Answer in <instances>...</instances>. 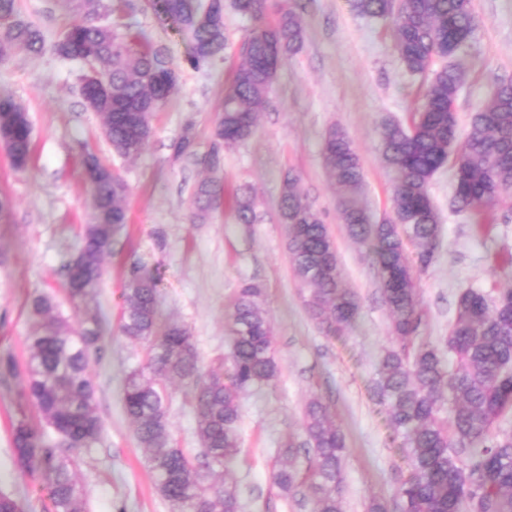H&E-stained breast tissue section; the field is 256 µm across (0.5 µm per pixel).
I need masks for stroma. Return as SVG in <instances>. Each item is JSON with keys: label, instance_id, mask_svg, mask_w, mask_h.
Masks as SVG:
<instances>
[{"label": "stroma", "instance_id": "35a3bbf8", "mask_svg": "<svg viewBox=\"0 0 512 512\" xmlns=\"http://www.w3.org/2000/svg\"><path fill=\"white\" fill-rule=\"evenodd\" d=\"M108 2L114 10L107 22L141 31L165 50L180 75L177 91L155 112L153 137L139 156L113 154L101 134L102 117L87 108L80 92L84 64L55 53L54 43L74 20L61 0H17L20 18L42 31L46 46L37 55L17 51L0 59V95L26 108L33 139L22 172L0 147V196L10 203L0 218V356L8 353L25 363L34 295H53L58 314L73 315L63 290L64 266L92 214L82 148L118 171L128 187L129 222L105 259L99 288L107 318L104 353L90 370L105 427L77 471L87 512H171L122 404L125 376L143 362L141 347L117 331L124 284L137 264L159 276L161 314L190 330L205 368L230 350L224 311L237 290L246 283L262 290L281 374L275 384L242 396L241 453L229 472L242 512H311L302 497L279 493L271 469L278 448L290 438L296 465L305 467L303 412L314 395L335 413L346 435V512H366L373 499L393 507L406 466L373 389L379 356L391 341L388 312L368 247L351 239L342 223V193L327 176L321 148L328 128L346 132L360 156L369 210L382 217L389 210L391 176L381 160L378 132L386 123L407 121L422 98L423 80L403 69L390 25L360 15L352 0H295L304 24L302 46L281 67L254 135L225 150L215 175L227 191L252 189L258 220L236 223L220 203L206 221L194 224L192 194L212 175L176 157L175 146L189 134L198 154L208 151L224 87L251 24L226 0L227 47L195 69L187 62L191 44L178 26L161 24L149 9L128 11L124 0ZM472 5L474 34L453 58L465 72L455 102L462 131L497 82L512 79V0H472ZM289 170L299 175L303 193L321 212L336 243L343 284L360 304L355 323L341 338L324 336L310 320L290 264L286 230L278 220L280 180ZM429 191L441 232L433 262L416 286L424 334L437 341L447 335L463 289L512 288L507 260L512 208H496V223L480 229L469 210L454 205L449 168L438 171ZM23 385L20 373L10 385L0 384V494L13 497L21 512H50L45 480L24 474L14 456L10 423L19 413ZM191 388L187 379L171 385L169 421L177 445L195 454L200 447L187 403Z\"/></svg>", "mask_w": 512, "mask_h": 512}]
</instances>
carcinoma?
<instances>
[{"instance_id": "carcinoma-1", "label": "carcinoma", "mask_w": 512, "mask_h": 512, "mask_svg": "<svg viewBox=\"0 0 512 512\" xmlns=\"http://www.w3.org/2000/svg\"><path fill=\"white\" fill-rule=\"evenodd\" d=\"M65 2L81 20L66 29L55 52L90 60L108 80L112 94L100 98L83 74L82 96L102 116L113 152L135 157L149 144L152 115L176 89L179 73L163 48L100 22L109 10L106 0ZM353 6L362 15L391 20L394 48L406 71L431 74L410 123H388L379 133L382 162L392 174L383 223L372 221L362 198L364 179L353 142L334 126L322 142L327 174L344 192L343 224L352 239L370 246L389 312L393 343L379 361L375 385L409 467L396 492L399 512H512V435L493 434L499 419L512 412V289L495 295L473 287L462 291L448 336L434 343L421 335L425 320L415 286L416 274L433 261L439 236L429 185L440 169H453L454 200L470 208L480 226L493 220L494 209L512 192V79L500 81L491 99L473 113L460 142L454 103L463 71L455 64L431 67L448 58V46L458 51L470 41V0H354ZM219 8L214 0L153 5L161 22L177 24L189 37L188 63L194 68L225 49L224 25L214 22ZM234 8L251 21L252 30L225 87L204 158L213 173L221 169L224 149L254 134L278 71L300 49L304 35L292 0H234ZM271 12L276 15L272 24L267 22ZM43 47L41 31L18 17L16 0H0V58L16 50L38 54ZM0 133L12 166L24 169L32 150L31 123L24 107L5 95H0ZM85 167L93 213L83 225L76 255L65 265V296L77 320L73 324L55 314L48 295L32 298L25 407L12 421L16 461L22 470L46 479L52 512H85L75 479L78 451L94 447L104 429L89 369L102 351L97 297L104 259L127 219L124 180L90 153ZM216 198V181L200 183L191 218H205ZM225 203L239 223L256 222L249 193L239 190ZM278 218L288 226L290 262L306 292L309 316L325 335H346L358 314V299L344 287L335 241L291 171L281 180ZM260 295L255 285L238 291L224 314L229 354L203 371L187 328L159 319L157 275L135 265L125 282L118 332L142 347L146 363L126 377L123 408L148 453L157 489L174 512H240L236 485L223 480L240 452V398L251 388L274 384L280 374ZM176 378L193 384L189 405L201 445L196 455L173 445L168 383ZM48 428L58 440L48 438ZM304 429L313 448L307 468L293 466L290 439L279 449L272 480L286 497L306 487L312 512H345L346 439L335 414L318 397L306 404Z\"/></svg>"}]
</instances>
